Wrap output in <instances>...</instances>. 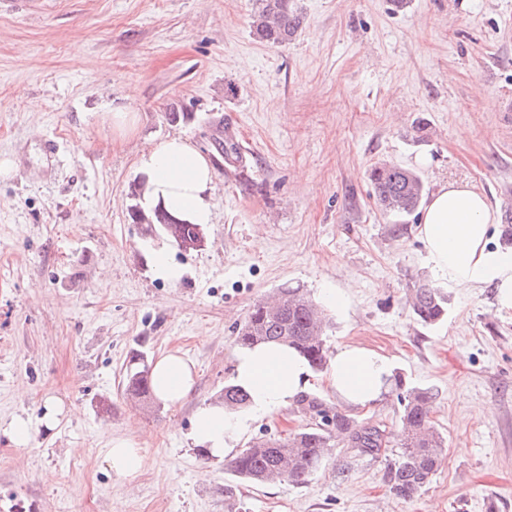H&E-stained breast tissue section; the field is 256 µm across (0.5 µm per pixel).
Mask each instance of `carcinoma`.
Listing matches in <instances>:
<instances>
[{
	"instance_id": "carcinoma-1",
	"label": "carcinoma",
	"mask_w": 512,
	"mask_h": 512,
	"mask_svg": "<svg viewBox=\"0 0 512 512\" xmlns=\"http://www.w3.org/2000/svg\"><path fill=\"white\" fill-rule=\"evenodd\" d=\"M251 27L259 38L272 45L288 44L301 28L302 15L293 0H255ZM373 197L386 213L406 217L422 203L425 187L421 177L400 165L382 163L369 174ZM132 222L163 234L172 244L193 236L196 224H170L164 211L145 215L140 206H131ZM409 306L417 320L432 326L441 322L448 311V298L436 285L420 282L411 289ZM327 316L303 289L280 288L277 294L252 307L239 327L236 341L240 346L276 343L288 345L305 357L313 372L327 367L329 350L324 331ZM397 399L402 407V435L398 448L388 460L390 490L399 498L411 499L432 480L446 461L445 440L431 420L435 394L429 388H406L401 375H394ZM125 395L138 402L154 401L151 364L137 352L131 356L125 377ZM220 401L230 410L246 406L248 396L228 384ZM297 411L311 419L309 427L286 437H263L251 442L231 461L235 475L257 484L289 481L304 485L310 481L322 460L338 444L358 448L372 457L386 447L384 430L369 423L360 424L314 392L300 394L294 404Z\"/></svg>"
}]
</instances>
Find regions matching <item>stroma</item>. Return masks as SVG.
I'll use <instances>...</instances> for the list:
<instances>
[{
	"label": "stroma",
	"mask_w": 512,
	"mask_h": 512,
	"mask_svg": "<svg viewBox=\"0 0 512 512\" xmlns=\"http://www.w3.org/2000/svg\"><path fill=\"white\" fill-rule=\"evenodd\" d=\"M296 5L302 28L276 46L252 32L254 0H0V155L18 164L0 179V512H512V309L486 286L416 322L407 290L435 278L420 217L382 212L369 181L394 163L512 210V0ZM123 107L141 117L130 140L104 114ZM228 123L238 162L216 148ZM171 134L216 171V219L202 249L174 250L177 283L153 271L161 234L129 216L137 150ZM284 286L344 292L328 347L436 390L447 459L415 498L391 492L382 455L337 447L308 484L254 485L190 443L239 326ZM169 350L195 364L191 396L128 400L131 354ZM50 398L71 419L14 445L11 423ZM346 412L398 441L395 392ZM127 433L146 454L131 480L104 456Z\"/></svg>",
	"instance_id": "35a3bbf8"
}]
</instances>
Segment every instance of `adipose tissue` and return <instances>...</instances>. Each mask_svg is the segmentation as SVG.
<instances>
[{"label":"adipose tissue","instance_id":"ef3b65f1","mask_svg":"<svg viewBox=\"0 0 512 512\" xmlns=\"http://www.w3.org/2000/svg\"><path fill=\"white\" fill-rule=\"evenodd\" d=\"M144 181L145 210L162 208L178 221L207 225L214 221L215 170L208 158L181 135L150 144L136 157ZM496 214L486 197L469 184L451 181L425 202L419 236L442 284L456 291L483 286L496 290L501 308L512 309V250L492 240ZM311 377L306 361L282 345L237 349L230 382L250 396L247 407L225 409L210 403L198 408L190 439L215 459L234 455L255 424L290 406ZM392 378L384 355L357 344L338 346L329 360L327 385L337 399L356 407L381 400ZM194 386V366L176 352L162 354L152 369V388L163 404L181 403ZM70 410L57 399L46 400L38 422L16 419L11 441L24 446L35 425L51 429L69 419ZM105 459L113 473L137 476L145 465L144 450L134 435L111 438Z\"/></svg>","mask_w":512,"mask_h":512}]
</instances>
